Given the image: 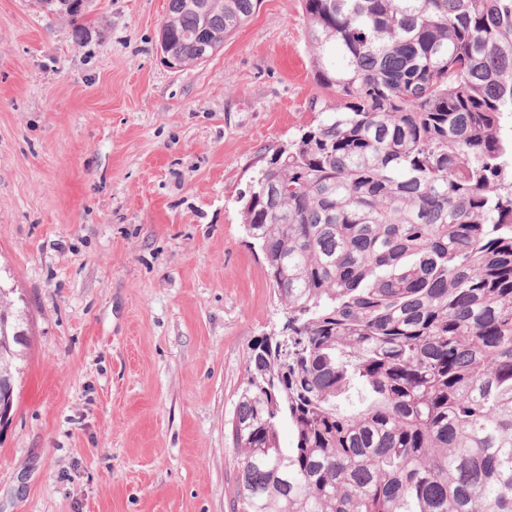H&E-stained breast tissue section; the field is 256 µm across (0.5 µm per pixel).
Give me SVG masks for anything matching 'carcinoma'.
Here are the masks:
<instances>
[{"label":"carcinoma","mask_w":512,"mask_h":512,"mask_svg":"<svg viewBox=\"0 0 512 512\" xmlns=\"http://www.w3.org/2000/svg\"><path fill=\"white\" fill-rule=\"evenodd\" d=\"M303 3L328 98L237 197L288 345L246 353L234 512H512V0ZM256 6L169 0L171 54L207 61ZM13 295L0 275L11 380Z\"/></svg>","instance_id":"cac0c4a2"}]
</instances>
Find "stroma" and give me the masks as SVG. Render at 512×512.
<instances>
[{"label":"stroma","instance_id":"obj_1","mask_svg":"<svg viewBox=\"0 0 512 512\" xmlns=\"http://www.w3.org/2000/svg\"><path fill=\"white\" fill-rule=\"evenodd\" d=\"M166 14L0 0V268L29 322L0 512H233L246 352L283 322L237 197L321 90L302 0L176 71Z\"/></svg>","mask_w":512,"mask_h":512}]
</instances>
